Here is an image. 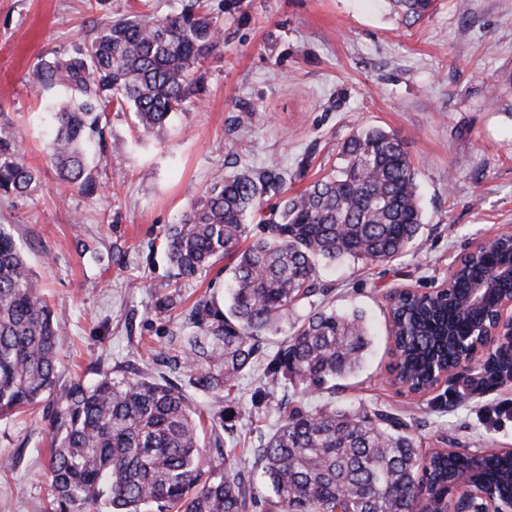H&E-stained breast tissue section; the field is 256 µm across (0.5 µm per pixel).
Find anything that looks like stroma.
I'll return each instance as SVG.
<instances>
[{
	"label": "stroma",
	"mask_w": 512,
	"mask_h": 512,
	"mask_svg": "<svg viewBox=\"0 0 512 512\" xmlns=\"http://www.w3.org/2000/svg\"><path fill=\"white\" fill-rule=\"evenodd\" d=\"M186 0H0V133L21 132L38 174L24 196L0 194V224L24 251L62 342L56 392L0 418V512H55L50 424L59 395L97 380L98 369L159 373L170 336L203 295L223 299L228 274L216 265L181 284L182 302L155 316L151 295L174 280L164 249L177 223L218 173L271 161L288 172L289 194L340 163L359 126L394 133L417 169L425 224L421 246L384 263L344 262L321 270L336 310L362 311L372 345L359 371L337 388L339 406L364 405L403 419L422 454L512 448V413L486 409L512 399V379L442 383L420 398L388 381V293L437 288L472 242L512 229V0H435L405 26L386 0H209L224 44L205 62V92L165 127L145 133L131 112L112 110L88 147L96 197L61 182L45 152L50 129L26 74L38 59L70 53L99 22L147 5L158 17ZM263 365L241 375L223 399L186 388L204 415L227 411L224 451L245 471L281 420L271 404L252 409Z\"/></svg>",
	"instance_id": "stroma-1"
}]
</instances>
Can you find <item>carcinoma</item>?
<instances>
[{
  "instance_id": "cac0c4a2",
  "label": "carcinoma",
  "mask_w": 512,
  "mask_h": 512,
  "mask_svg": "<svg viewBox=\"0 0 512 512\" xmlns=\"http://www.w3.org/2000/svg\"><path fill=\"white\" fill-rule=\"evenodd\" d=\"M408 25L433 0H388ZM223 42V27L205 0H192L165 18L139 12L105 21L88 47L38 60L30 74L40 91L62 98L46 147L62 181L93 193L88 143L101 136L102 119L126 107L145 133L204 93L199 71ZM343 163L289 196L287 172L271 161L215 177L179 223L166 232L176 276L193 280L230 258L229 298L206 297L191 307L166 358V374L130 377L115 369L90 385L73 383L52 421L50 488L59 512H250L258 491L253 474L227 464L214 471L225 416L213 419V445L201 439V420L170 375H185L196 390L224 397V389L262 356L276 323L310 299L326 295L321 265L343 259L389 262L420 240L423 228L417 171L398 138L360 128L341 145ZM36 177L20 140L0 138V192L27 193ZM283 196L264 209L269 195ZM260 217V235L244 249L248 219ZM506 248L479 258L491 278ZM178 294L159 292L151 309L165 315ZM401 378L428 380L431 366L455 356L438 335L444 324L468 333L481 316L433 296L404 305ZM60 326L42 297L24 253L0 224V417L30 406L55 386ZM370 345L363 315L311 311L275 355L253 407L290 383L336 390L361 367ZM256 465L271 512H416L427 499L445 512L458 476L478 461L473 478L512 498L503 478L508 459L485 453L423 456L407 426L368 409L334 405L283 408L276 430L259 449Z\"/></svg>"
}]
</instances>
